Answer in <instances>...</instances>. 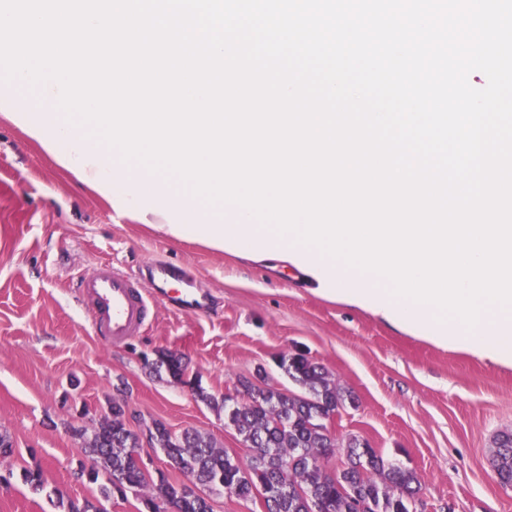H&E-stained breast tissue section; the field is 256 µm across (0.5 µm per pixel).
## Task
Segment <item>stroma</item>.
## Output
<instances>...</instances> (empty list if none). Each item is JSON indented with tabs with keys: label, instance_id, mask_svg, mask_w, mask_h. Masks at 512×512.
Wrapping results in <instances>:
<instances>
[{
	"label": "stroma",
	"instance_id": "stroma-1",
	"mask_svg": "<svg viewBox=\"0 0 512 512\" xmlns=\"http://www.w3.org/2000/svg\"><path fill=\"white\" fill-rule=\"evenodd\" d=\"M184 268L209 298L204 313L151 308L138 336L97 337L75 284L97 266L140 274ZM165 348L215 396L243 379L298 392L279 365L299 351L323 365L350 402L336 415L341 438L368 440L419 481V512H512L491 458L512 432V368L445 351L372 315L305 288L297 272L270 269L193 242H173L120 218L0 114V429L14 441L0 458V512H66L102 502L106 512H145L139 497L103 499L81 479L87 462L67 424L93 427L109 400L123 401L151 475L183 476L152 449V421L214 436L240 459L251 451L223 414L158 376L143 358ZM41 467L43 487L22 473Z\"/></svg>",
	"mask_w": 512,
	"mask_h": 512
}]
</instances>
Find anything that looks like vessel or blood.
Returning a JSON list of instances; mask_svg holds the SVG:
<instances>
[{"instance_id":"vessel-or-blood-1","label":"vessel or blood","mask_w":512,"mask_h":512,"mask_svg":"<svg viewBox=\"0 0 512 512\" xmlns=\"http://www.w3.org/2000/svg\"><path fill=\"white\" fill-rule=\"evenodd\" d=\"M152 270L162 282L151 295H144L138 277L116 273L110 265L97 267L79 281L82 295L96 310L94 331L112 341L126 340L139 333L150 302H164L183 312H198L204 307L199 289L171 291L172 283L186 282L183 270L176 266L156 264Z\"/></svg>"}]
</instances>
